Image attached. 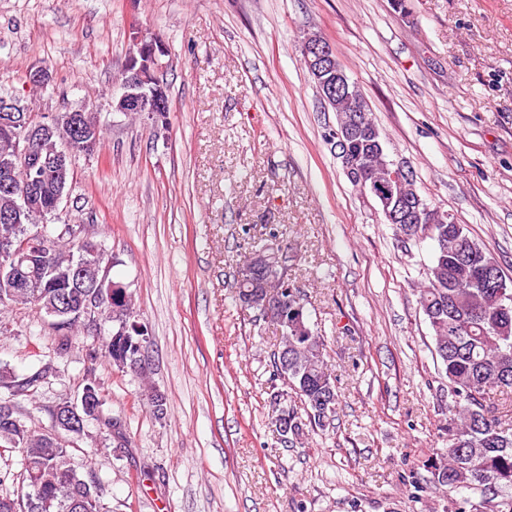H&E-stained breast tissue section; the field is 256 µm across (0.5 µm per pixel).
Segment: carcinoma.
Segmentation results:
<instances>
[{
  "label": "carcinoma",
  "instance_id": "1",
  "mask_svg": "<svg viewBox=\"0 0 512 512\" xmlns=\"http://www.w3.org/2000/svg\"><path fill=\"white\" fill-rule=\"evenodd\" d=\"M350 96L338 95L329 107L342 119L361 120L364 130L349 141L352 173L349 182L358 191L365 184L377 181L385 174L388 163L386 137L372 117L370 106L356 84H351ZM43 155L67 150L76 157L85 150L77 141H68L64 131L41 145ZM53 177L45 185L41 198L20 212V223H0V238L21 242L38 232L39 222L56 212ZM425 211L420 224H398L396 234L401 243L421 236L435 242L426 282L418 290V304L425 314L434 343L435 354L441 359L448 391L454 397L453 410L448 416V448L439 456H429L421 466L430 474V483L445 490L448 512H482V508L497 502L498 509L490 512H512V425L501 422V411L495 397L512 392V277L504 274L496 258L470 237L465 225L445 211L431 207L420 199ZM45 244L57 267L54 280L44 276L40 262L26 269L34 285L31 288L0 287V311L16 304L43 307L51 300L64 296L79 304L90 288H76L68 279L78 255L105 261L102 244L82 236L79 224L65 225L57 236L48 235ZM101 313L117 321L130 323L124 332H112L105 358L117 370L137 371L142 352L150 340L144 325L132 326L135 315L125 288L109 279L102 288ZM305 330L288 327L281 333L280 350H288V372L284 379L304 405V415L288 404L284 394L270 398L273 423L291 443L305 435L306 427L324 428L334 413L336 394L326 393L330 370L324 360L323 341L303 319ZM61 333L59 346L65 352L80 338L85 324L80 321L53 322ZM47 378L41 369L19 378L5 374L0 384L16 393L26 392ZM91 418L107 429L116 427L112 418L103 414L99 390L88 384ZM153 415H166L167 401L155 389L146 394ZM18 450L24 469L23 482L11 495H0V512H102L100 500L104 487L78 472L71 462L66 446L59 437L47 430L27 425L19 414L15 419L0 417V443ZM477 495L480 501L472 502Z\"/></svg>",
  "mask_w": 512,
  "mask_h": 512
}]
</instances>
